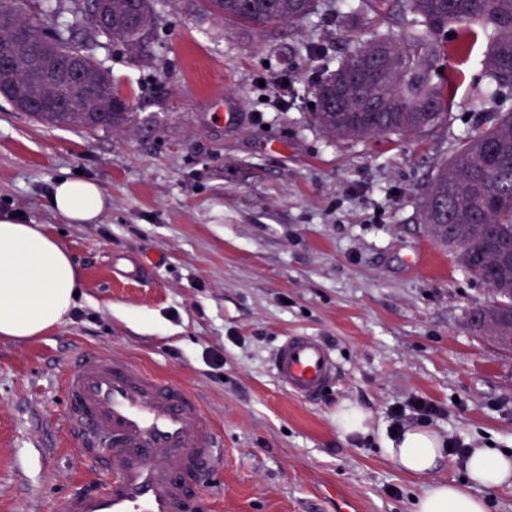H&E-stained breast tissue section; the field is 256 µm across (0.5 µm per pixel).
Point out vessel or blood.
I'll list each match as a JSON object with an SVG mask.
<instances>
[{"label": "vessel or blood", "mask_w": 512, "mask_h": 512, "mask_svg": "<svg viewBox=\"0 0 512 512\" xmlns=\"http://www.w3.org/2000/svg\"><path fill=\"white\" fill-rule=\"evenodd\" d=\"M271 364L302 400L322 393L338 370L333 348L311 335L285 337ZM63 389L89 478L60 512H187L208 500L200 473L219 456L222 437L195 393L106 352L83 355Z\"/></svg>", "instance_id": "vessel-or-blood-1"}]
</instances>
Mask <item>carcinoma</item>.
Masks as SVG:
<instances>
[{
  "label": "carcinoma",
  "mask_w": 512,
  "mask_h": 512,
  "mask_svg": "<svg viewBox=\"0 0 512 512\" xmlns=\"http://www.w3.org/2000/svg\"><path fill=\"white\" fill-rule=\"evenodd\" d=\"M81 0H0V49L10 50L11 77L0 98L8 104L35 102L26 114L55 128L107 130L136 117L131 100L120 95L94 50L103 42L141 52L149 47L159 12L156 0H112V30L100 41L96 22ZM388 0H357L353 14L364 21V39L336 62L317 84L313 118L329 136L360 140L382 135L429 136L447 123L455 86L454 69L436 82L433 72L448 58L445 33L457 27L460 45L470 49L489 37L480 64L490 83L512 87V0H397L408 32L370 25ZM200 9L224 20L272 25L299 22L318 13L321 0H198ZM81 25L75 37L70 21ZM56 56L84 61L85 78L109 88L111 99L94 94L72 112L45 106L67 97V85L36 79L33 70L46 43ZM423 224H459L457 237L444 240L460 267L480 279L491 296L471 313L492 308L512 314V293L501 280L512 263V112H489L460 140L422 195Z\"/></svg>",
  "instance_id": "carcinoma-1"
}]
</instances>
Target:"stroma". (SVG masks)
Returning a JSON list of instances; mask_svg holds the SVG:
<instances>
[{"instance_id":"obj_1","label":"stroma","mask_w":512,"mask_h":512,"mask_svg":"<svg viewBox=\"0 0 512 512\" xmlns=\"http://www.w3.org/2000/svg\"><path fill=\"white\" fill-rule=\"evenodd\" d=\"M153 54L101 49L138 112L132 126L48 128L0 100V213L59 236L82 273L65 323L0 338V512H59L84 476L62 379L106 350L183 385L224 437L207 512H414L422 481L389 460L391 413L425 400L429 425L467 448H512V357L467 314L487 301L419 221L438 166L472 129L475 95L512 111L470 63L447 124L429 137H328L311 103L347 48L334 17L234 23L195 0H160ZM309 41L316 57L294 53ZM83 174L109 207L68 224L53 182ZM139 280L114 282L115 265ZM325 339L335 382L289 395L269 359L287 336ZM350 403L371 431L342 436Z\"/></svg>"}]
</instances>
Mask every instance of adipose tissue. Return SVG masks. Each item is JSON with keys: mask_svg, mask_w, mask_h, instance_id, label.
<instances>
[{"mask_svg": "<svg viewBox=\"0 0 512 512\" xmlns=\"http://www.w3.org/2000/svg\"><path fill=\"white\" fill-rule=\"evenodd\" d=\"M49 205L66 223L92 224L107 209L108 199L96 182L65 178L54 184ZM81 286V273L58 238L38 225L0 214L1 337L26 340L57 328L76 305ZM447 446L436 431L411 426L387 442L386 452L402 473L426 477L438 467ZM463 462L468 486L430 483L417 498L415 512H487L486 499L472 494V487H512V452L473 448Z\"/></svg>", "mask_w": 512, "mask_h": 512, "instance_id": "adipose-tissue-1", "label": "adipose tissue"}]
</instances>
